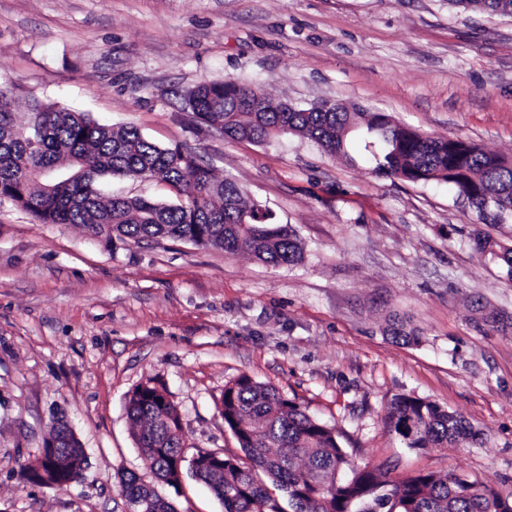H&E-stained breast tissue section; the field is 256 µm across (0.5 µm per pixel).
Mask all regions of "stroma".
<instances>
[{
  "mask_svg": "<svg viewBox=\"0 0 512 512\" xmlns=\"http://www.w3.org/2000/svg\"><path fill=\"white\" fill-rule=\"evenodd\" d=\"M228 78L512 158V16L454 0H0V80L195 152L305 247L286 268L166 238L110 243L1 201L0 512H129L128 472L177 512H224L195 478L155 479L126 403L162 384L186 457L236 455L217 402L244 374L340 431L359 465L394 478L455 471L512 494V332L479 314L512 317V277L473 244L479 232L512 247V219L297 135L218 136L181 95ZM396 316L415 340L392 338ZM398 395L462 415L480 441L407 448L383 422ZM60 416L88 467L66 489L29 483L22 468Z\"/></svg>",
  "mask_w": 512,
  "mask_h": 512,
  "instance_id": "obj_1",
  "label": "stroma"
}]
</instances>
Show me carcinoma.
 <instances>
[{
  "instance_id": "carcinoma-1",
  "label": "carcinoma",
  "mask_w": 512,
  "mask_h": 512,
  "mask_svg": "<svg viewBox=\"0 0 512 512\" xmlns=\"http://www.w3.org/2000/svg\"><path fill=\"white\" fill-rule=\"evenodd\" d=\"M468 8L512 15V0H454ZM183 108L224 137L265 143L285 134L314 140L326 152L346 157L357 137L384 177L411 183L446 182L479 213L512 218V161L462 139L421 133L380 112L353 111L329 102L299 108L259 85L209 82L186 91ZM14 85L0 82V200L6 199L41 224H80L95 237L139 243L168 238L196 241L228 253H248L272 266L302 261L304 244L267 206L250 200L234 180L219 177L197 155L161 147L136 128L114 129L82 112L34 96L18 111ZM108 177L167 186L172 201L144 196H105ZM476 249L504 263L512 275V248L493 249L485 238ZM484 324L504 332L512 322L494 312ZM224 424L249 463L222 456L224 466L189 470L224 505V512H283L257 472L267 475L293 512H512L489 480L454 472L421 471L392 480L378 468H359L339 434L309 415L275 386L241 375L224 386ZM127 416L154 475L175 486L177 463L186 460L176 407L163 386L146 383L131 394ZM384 421L412 449L446 448L476 439L464 417L435 402L399 395ZM87 464L80 446L57 449L56 460L37 461L24 476L45 470L61 484ZM131 512H176L139 477L121 478Z\"/></svg>"
}]
</instances>
